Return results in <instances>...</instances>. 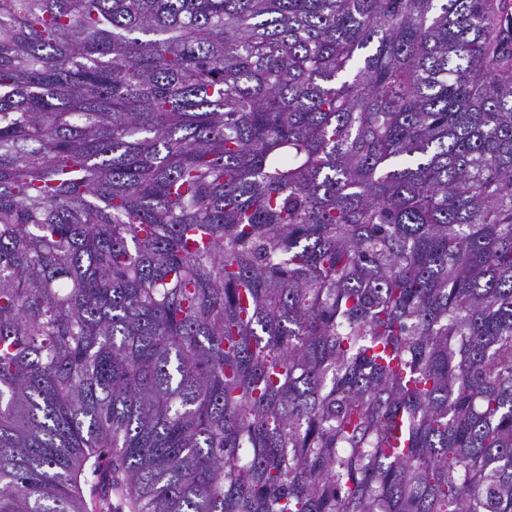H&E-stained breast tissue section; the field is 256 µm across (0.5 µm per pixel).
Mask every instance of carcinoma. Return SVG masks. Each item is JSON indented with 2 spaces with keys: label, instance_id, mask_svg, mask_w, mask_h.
Wrapping results in <instances>:
<instances>
[{
  "label": "carcinoma",
  "instance_id": "carcinoma-1",
  "mask_svg": "<svg viewBox=\"0 0 512 512\" xmlns=\"http://www.w3.org/2000/svg\"><path fill=\"white\" fill-rule=\"evenodd\" d=\"M114 495L512 512V0H0V512Z\"/></svg>",
  "mask_w": 512,
  "mask_h": 512
}]
</instances>
